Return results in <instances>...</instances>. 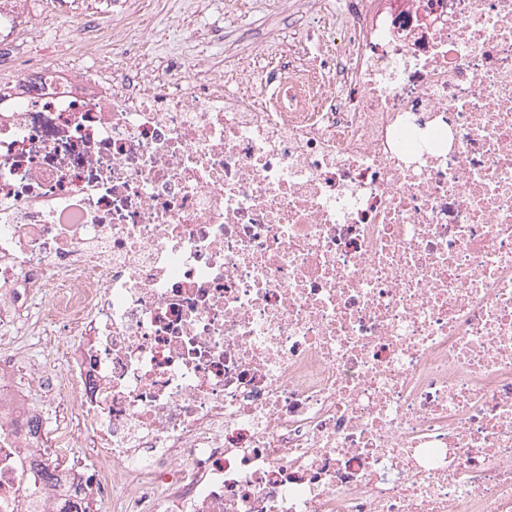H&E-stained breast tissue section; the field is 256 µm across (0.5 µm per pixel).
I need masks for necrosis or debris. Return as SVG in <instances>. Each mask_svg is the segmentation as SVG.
<instances>
[{"label": "necrosis or debris", "instance_id": "1", "mask_svg": "<svg viewBox=\"0 0 512 512\" xmlns=\"http://www.w3.org/2000/svg\"><path fill=\"white\" fill-rule=\"evenodd\" d=\"M224 11L0 0V512H512V0ZM113 0H32L30 7L41 17L44 34L35 42L27 41V62H40L53 57L64 30L65 22L94 13L106 23L112 16Z\"/></svg>", "mask_w": 512, "mask_h": 512}]
</instances>
